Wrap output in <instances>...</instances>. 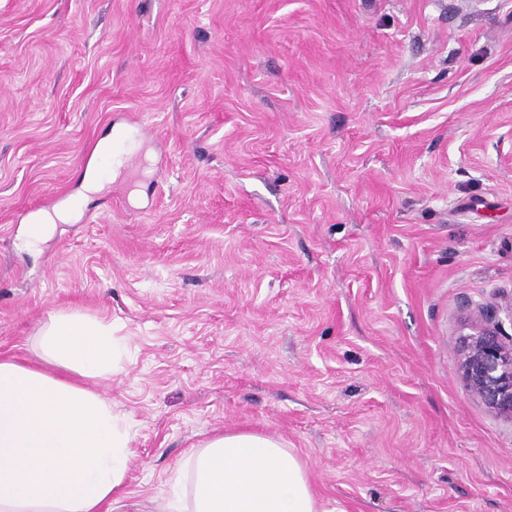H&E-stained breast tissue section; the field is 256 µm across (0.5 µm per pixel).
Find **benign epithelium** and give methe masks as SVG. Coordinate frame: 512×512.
<instances>
[{"mask_svg": "<svg viewBox=\"0 0 512 512\" xmlns=\"http://www.w3.org/2000/svg\"><path fill=\"white\" fill-rule=\"evenodd\" d=\"M456 373L495 415L512 421V339L505 338L493 303L466 313L459 333Z\"/></svg>", "mask_w": 512, "mask_h": 512, "instance_id": "1", "label": "benign epithelium"}]
</instances>
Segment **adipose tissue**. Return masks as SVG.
Returning <instances> with one entry per match:
<instances>
[{
  "instance_id": "ef3b65f1",
  "label": "adipose tissue",
  "mask_w": 512,
  "mask_h": 512,
  "mask_svg": "<svg viewBox=\"0 0 512 512\" xmlns=\"http://www.w3.org/2000/svg\"><path fill=\"white\" fill-rule=\"evenodd\" d=\"M37 365L0 358V512H112L130 438L87 385L112 375V327L55 312ZM163 512H324L305 461L278 439L216 432L172 479Z\"/></svg>"
}]
</instances>
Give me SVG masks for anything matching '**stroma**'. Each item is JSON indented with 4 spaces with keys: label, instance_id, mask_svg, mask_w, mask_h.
Segmentation results:
<instances>
[{
    "label": "stroma",
    "instance_id": "stroma-1",
    "mask_svg": "<svg viewBox=\"0 0 512 512\" xmlns=\"http://www.w3.org/2000/svg\"><path fill=\"white\" fill-rule=\"evenodd\" d=\"M510 295L512 0H0V355L111 323L117 512L215 430L296 449L329 512H512V422L456 375Z\"/></svg>",
    "mask_w": 512,
    "mask_h": 512
}]
</instances>
